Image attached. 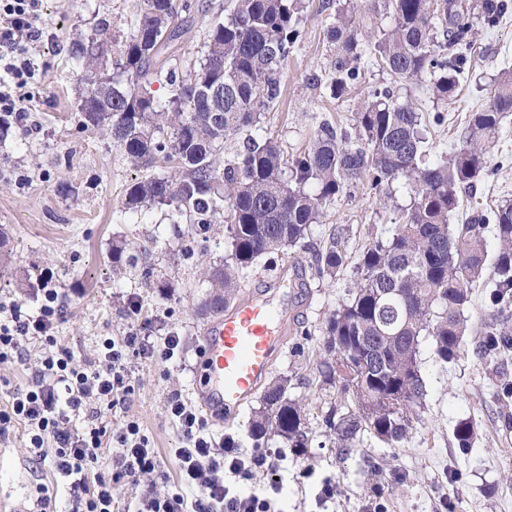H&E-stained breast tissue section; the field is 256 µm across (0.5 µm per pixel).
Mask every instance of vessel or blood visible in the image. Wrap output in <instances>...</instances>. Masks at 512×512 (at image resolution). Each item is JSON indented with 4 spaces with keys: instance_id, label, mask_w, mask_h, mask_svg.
<instances>
[{
    "instance_id": "1",
    "label": "vessel or blood",
    "mask_w": 512,
    "mask_h": 512,
    "mask_svg": "<svg viewBox=\"0 0 512 512\" xmlns=\"http://www.w3.org/2000/svg\"><path fill=\"white\" fill-rule=\"evenodd\" d=\"M287 312H274L268 290L239 300L206 328L203 373L195 384L199 403L212 416L232 417L269 374L288 334Z\"/></svg>"
}]
</instances>
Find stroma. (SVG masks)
<instances>
[{"label": "stroma", "mask_w": 512, "mask_h": 512, "mask_svg": "<svg viewBox=\"0 0 512 512\" xmlns=\"http://www.w3.org/2000/svg\"><path fill=\"white\" fill-rule=\"evenodd\" d=\"M336 0H305V39L284 67L286 93L267 114L272 136L289 153L304 148L314 127L329 121L350 128L352 114L372 87L393 84L390 73L364 58L361 77L346 99L330 98L313 76L328 69L326 37L330 7ZM143 0H43L41 22L52 39L33 50L35 75L28 86L32 131L10 128L0 138V225L6 226L13 249V271L0 279V297L22 300L29 309L40 302L38 286L52 273L67 310L58 336L76 359L90 357L104 339L124 335L130 327L158 333L173 329L182 338L180 358L141 364L133 360L135 392L126 407L152 445L167 473L176 463L169 451L180 438L165 413L172 392L196 401L200 351L208 317L199 314L207 285L199 269L224 261L223 225H213L207 239H196L194 252L171 263L184 239L169 224L164 210L140 216L128 209L125 187L138 172L110 137L78 123L83 86L69 55L73 26L84 32L109 21L114 35L129 36ZM474 50L456 100L442 125L427 134L428 162L459 146L470 112L485 107L486 90L505 67H512V9L493 30L476 28ZM493 175L479 186L482 208L512 199V115L491 148ZM389 221L378 212L368 187L348 189L328 204L323 223L312 228L320 245L342 231L348 263L336 278L312 275L310 251L288 248L276 269L257 265L247 292L263 289L282 269L302 273L304 285L288 291L292 331L276 359L271 376H288L289 394L305 403L310 428L305 455L288 453L280 470V512H512V358L488 360L476 353L481 324L489 312V289L477 285L469 310V329L461 354L436 361L430 343H422L421 371L427 395L408 438L391 447L362 434L358 447H338L322 419L331 404L349 406L352 396L322 381L316 370L326 320L345 300L356 275L363 246ZM128 240L147 250L153 277L136 268L112 272V243ZM138 297L141 315H130L128 297ZM124 416V417H127ZM124 417L104 412L108 429H119ZM462 420L474 423L469 450L457 448L453 436ZM334 495L321 501L324 482ZM45 484L56 496L59 512L69 508L70 487L56 482L47 465L29 448L24 430L0 440V512H33L35 487Z\"/></svg>", "instance_id": "stroma-1"}]
</instances>
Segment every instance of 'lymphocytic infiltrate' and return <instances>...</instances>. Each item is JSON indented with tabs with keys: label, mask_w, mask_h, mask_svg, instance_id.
Returning a JSON list of instances; mask_svg holds the SVG:
<instances>
[{
	"label": "lymphocytic infiltrate",
	"mask_w": 512,
	"mask_h": 512,
	"mask_svg": "<svg viewBox=\"0 0 512 512\" xmlns=\"http://www.w3.org/2000/svg\"><path fill=\"white\" fill-rule=\"evenodd\" d=\"M41 0H0V112L25 115V88L34 74L28 56L41 42ZM37 310L23 302L0 298V362L23 359L28 344L41 348L35 376L26 387L13 389L7 409L0 410V439L24 426L39 460L73 490L70 512H277L281 491L273 477L285 456L281 451L235 448L233 438L215 439L199 410L171 394L165 412L181 441L171 454L176 461L174 492L157 493L140 487L142 478L161 475V460L136 420H125L111 432L102 412L114 409L132 394L131 357L144 361L176 359L182 339L178 332L163 336L131 328L105 339L95 357L76 361L55 334L64 317V303L51 277L42 280ZM80 427H71V420ZM109 466H101L103 456ZM272 478L257 491L244 494L235 485L257 470ZM130 491L121 502L116 488Z\"/></svg>",
	"instance_id": "obj_1"
}]
</instances>
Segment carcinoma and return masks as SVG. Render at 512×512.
<instances>
[{"label":"carcinoma","mask_w":512,"mask_h":512,"mask_svg":"<svg viewBox=\"0 0 512 512\" xmlns=\"http://www.w3.org/2000/svg\"><path fill=\"white\" fill-rule=\"evenodd\" d=\"M391 24L357 13L352 0H336L327 27L332 46L328 71L312 81L339 100L357 84L365 54L398 82L429 81L434 109L454 101L464 79L470 40L477 26L492 29L509 9L506 0H374ZM198 0H143L134 33L125 41L101 22L92 33L69 34L85 90L79 123L112 137L131 166L171 168L126 186L128 209L148 214L166 208L172 224H185L187 238L224 225L229 252L224 264L204 271L209 284L199 306L221 314L244 294L254 267L296 245L310 248V228L344 189L366 183L391 227L368 240L358 278L348 298L327 320L317 369L354 408L331 405L323 425L339 447L353 448L363 432L400 443L413 429L426 384L420 347L430 341L436 359L454 360L468 328L472 288L490 274L493 311L483 322L482 356L512 355V199L486 212L475 198L490 173L488 147L512 113V69L501 70L487 106L471 113L460 147L427 164L423 157V103L391 86H376L355 112L352 130L319 124L304 150L288 156L265 124L281 100L283 69L303 41L304 0H226L224 21L208 19ZM204 26L200 58L179 68L183 29ZM108 49L104 66L96 48ZM164 80L169 97L150 91ZM244 133L246 145L221 159L224 143ZM409 187L410 203L395 201L396 185ZM469 210L462 224L449 218ZM499 250L487 265L486 230ZM9 235L0 227V275L12 271ZM347 259L343 234L313 250L312 274L336 277ZM144 265L146 253L125 241L112 244V271ZM290 379L273 378L263 388L262 407L249 424L253 447L270 440L306 453L309 427L302 403L290 398ZM473 422L457 423L459 448H470Z\"/></svg>","instance_id":"cac0c4a2"}]
</instances>
